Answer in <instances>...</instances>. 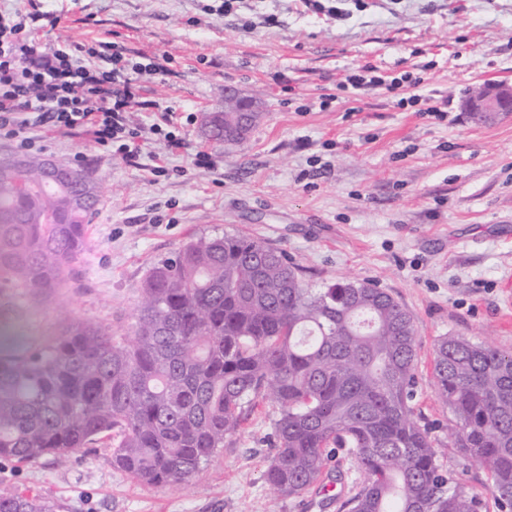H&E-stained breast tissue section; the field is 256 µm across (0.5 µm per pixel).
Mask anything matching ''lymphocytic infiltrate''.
<instances>
[{"label":"lymphocytic infiltrate","instance_id":"1","mask_svg":"<svg viewBox=\"0 0 512 512\" xmlns=\"http://www.w3.org/2000/svg\"><path fill=\"white\" fill-rule=\"evenodd\" d=\"M33 12L0 9V139L18 151H31L44 132L86 137L95 150L126 161L139 159L146 142L164 140L183 148L173 129V116L143 127L130 114L145 107V78L166 72L159 58L133 61L116 42L66 48L35 36Z\"/></svg>","mask_w":512,"mask_h":512}]
</instances>
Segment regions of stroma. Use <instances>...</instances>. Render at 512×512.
Segmentation results:
<instances>
[{
	"label": "stroma",
	"mask_w": 512,
	"mask_h": 512,
	"mask_svg": "<svg viewBox=\"0 0 512 512\" xmlns=\"http://www.w3.org/2000/svg\"><path fill=\"white\" fill-rule=\"evenodd\" d=\"M208 0H41L61 15L67 44L117 41L132 55H166L169 71L143 96L177 113L185 149L155 139L168 175L46 134L37 156L81 168L99 203L74 276L34 301L0 289V329L29 343L59 334V309L130 335L149 269L184 244L226 233L282 249L312 288L343 279L391 293L412 314L420 391L415 417L447 441L452 411L436 401L437 339L460 336L512 352V118L474 122L472 90L512 84V0H345L339 20L303 0H245L239 15L204 12ZM275 24H265L266 16ZM253 21L244 31L242 19ZM372 63L420 78L405 95L447 104L438 120L398 107L383 89L353 98L337 85ZM256 96L247 138L205 136L224 92ZM210 153L213 166L196 167ZM277 407L266 401L189 481L145 485L95 448L66 463L0 459V485L56 503L59 512H340L318 497L270 493L263 479ZM441 461L488 496L487 468L457 449Z\"/></svg>",
	"instance_id": "stroma-1"
}]
</instances>
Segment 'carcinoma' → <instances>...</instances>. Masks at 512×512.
Instances as JSON below:
<instances>
[{
  "mask_svg": "<svg viewBox=\"0 0 512 512\" xmlns=\"http://www.w3.org/2000/svg\"><path fill=\"white\" fill-rule=\"evenodd\" d=\"M218 112L208 137L224 141ZM0 159V288L31 298L64 285L84 252L92 178H41ZM416 329L385 290L342 281L309 288L284 251L236 234L200 239L146 276L131 336L69 317L60 337L0 354V457L66 462L103 439L112 465L146 485L184 483L271 398L275 452L265 481L299 497L323 490L341 450L363 474L348 512H487L440 463L431 427L414 418ZM437 399L448 441L483 463L496 512H512V354L458 336L437 342ZM0 487V512H56Z\"/></svg>",
  "mask_w": 512,
  "mask_h": 512,
  "instance_id": "1",
  "label": "carcinoma"
}]
</instances>
